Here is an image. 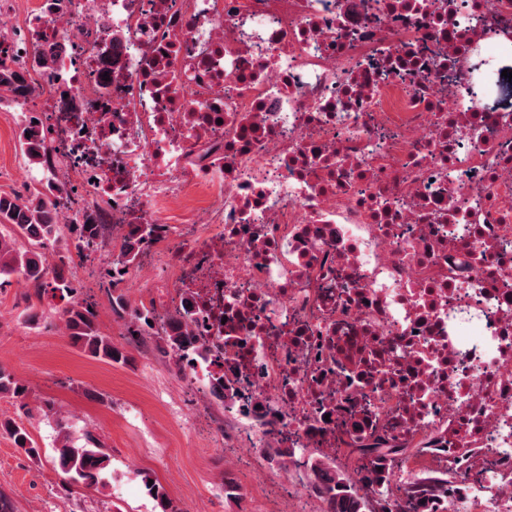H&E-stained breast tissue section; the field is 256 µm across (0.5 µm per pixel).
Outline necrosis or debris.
Returning a JSON list of instances; mask_svg holds the SVG:
<instances>
[{
    "mask_svg": "<svg viewBox=\"0 0 512 512\" xmlns=\"http://www.w3.org/2000/svg\"><path fill=\"white\" fill-rule=\"evenodd\" d=\"M58 221L140 257L226 382L224 441L397 482L468 475L439 512H512V0H39ZM126 239V245L121 253V263L132 266L140 258V242L146 237L143 235L144 228L140 224L134 225Z\"/></svg>",
    "mask_w": 512,
    "mask_h": 512,
    "instance_id": "1",
    "label": "necrosis or debris"
}]
</instances>
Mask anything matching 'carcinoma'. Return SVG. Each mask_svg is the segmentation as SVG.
I'll return each mask as SVG.
<instances>
[{
    "instance_id": "cac0c4a2",
    "label": "carcinoma",
    "mask_w": 512,
    "mask_h": 512,
    "mask_svg": "<svg viewBox=\"0 0 512 512\" xmlns=\"http://www.w3.org/2000/svg\"><path fill=\"white\" fill-rule=\"evenodd\" d=\"M11 49L12 46L0 41V89L9 94L13 103L23 106L33 96L34 90L27 84L24 72L9 57ZM19 142L24 160L44 172L48 171L52 154L50 127L42 121L36 123L26 118L20 127ZM44 178L42 187L33 189L24 200L0 195V278L21 275L36 286L39 295L51 290L69 298L64 314L71 344L93 358L124 363L127 357L123 349L99 330L93 305L77 298L76 289L62 272H57L51 280L46 277L50 260L57 257L64 261V257L57 256L56 252L62 231V225L56 220V211L70 204V197L52 181L50 175L46 174ZM3 228L7 232H1ZM143 232L141 225H135L126 239L121 263L131 266L140 258V242L145 239ZM19 238L27 241L29 248L17 249L16 240ZM112 304L127 311L121 294L112 298ZM129 316L128 335L142 336L152 328L148 323L152 319L149 311L134 309ZM152 335L158 337L159 349L173 357L181 372L184 371V362L199 353L195 337L188 334L177 313L169 315L163 330H156ZM208 378L209 391L214 399L224 402L237 395L225 384L223 372H214ZM0 395H9L23 405L29 396L27 384L1 364ZM0 433L9 435L15 448L24 454L30 457L38 455L28 431L16 420L0 419ZM56 454L57 465L66 476L63 490L67 491L73 485L99 490L108 484L110 456L94 438L87 436L84 444L76 447L65 434ZM401 462L398 457L367 454L354 462L350 474L323 458L311 459L306 466L311 472L316 495L326 504L324 512H388L381 501L375 502L364 494L363 487L367 483L383 485L385 489L381 496L388 497L386 470ZM150 480L148 475L143 477L158 512H181L173 505L165 487L157 481L150 485ZM451 487L452 474L448 470L430 475L418 483H404L398 512H435L433 500Z\"/></svg>"
}]
</instances>
